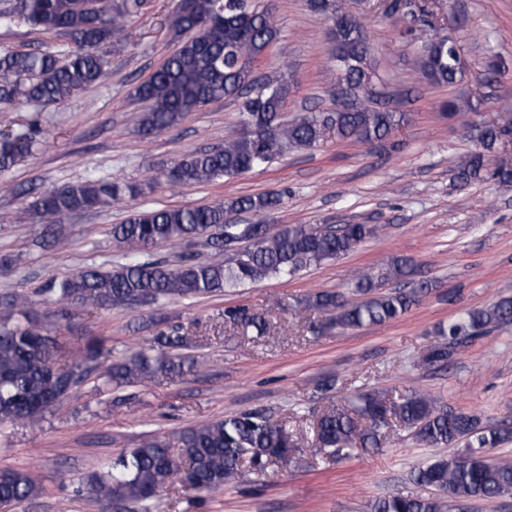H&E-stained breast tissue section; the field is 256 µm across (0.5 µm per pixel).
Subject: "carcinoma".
<instances>
[{"instance_id": "1", "label": "carcinoma", "mask_w": 512, "mask_h": 512, "mask_svg": "<svg viewBox=\"0 0 512 512\" xmlns=\"http://www.w3.org/2000/svg\"><path fill=\"white\" fill-rule=\"evenodd\" d=\"M189 9L173 21L177 48L135 88V100L146 104L139 132L161 133L195 112L225 100L240 106L243 131L224 145L183 155L157 171L156 179L172 185L206 184L265 168L289 149H316L328 142L385 140L405 113L377 106L381 92L373 83L371 46L363 22L347 0H309L311 12L331 23L330 80L350 91L366 89L353 110L337 103L283 122L293 86L289 67L274 79L255 75V65L279 40L273 12L257 0H188ZM149 0H0V28L27 26L67 38V51H7L0 54V108L20 99L59 104L92 91L104 75L103 47L126 22L143 13ZM461 45L439 31L413 59L419 74L436 86H453L460 74ZM512 135L508 125L483 124L476 149L457 165L462 185L490 177L512 186V166L495 163L501 141ZM35 130L0 133V173L32 154ZM140 194L138 186L120 180L77 181L46 190L18 215L57 224L69 214L119 205ZM283 204L277 192L244 195L211 205L143 207L112 225V240L126 262L111 269L86 266L51 289L55 303L69 313L77 308L132 307L142 302L180 300L224 292L270 278H292L301 271L335 260L376 233L371 224H287L272 230L267 217ZM252 215L240 224L235 215ZM205 243L228 254L223 261L193 255L176 265L147 256L161 243ZM411 260L391 257L377 269L354 273L350 290L360 296L347 301L337 292L322 291L301 300L307 308L327 314L323 329L345 332L382 324L404 315L419 301L418 291L386 290V284L407 277ZM25 297L0 299V424L40 419L95 371L100 358L110 359L106 383L147 387L161 377L182 372L179 351L185 337L160 331L157 350L148 355L127 350L112 358L96 336L85 339L82 358H72L60 337L33 322ZM224 323L263 335L266 317L244 305L224 309ZM512 324V297L483 309L467 311L448 324L449 341L428 348L417 366L448 362L469 338ZM399 426L434 448L450 444L463 450L440 456L414 472V482L428 495L393 492L375 500L371 512H445L455 500H491L512 494V460L489 458L486 450L512 439V431L483 427L466 412L448 410L429 394L411 393L397 400L362 387L351 391L350 405L324 412L314 427L317 450L326 456H347L357 448H380L387 430ZM298 445L287 427L263 410L236 413L182 430L178 445L148 435L107 469L87 481V493L113 502L141 504L157 512L163 488L175 479L181 487L215 492L242 469L269 477L268 462H288ZM40 486L26 470L0 472V504L36 497Z\"/></svg>"}]
</instances>
